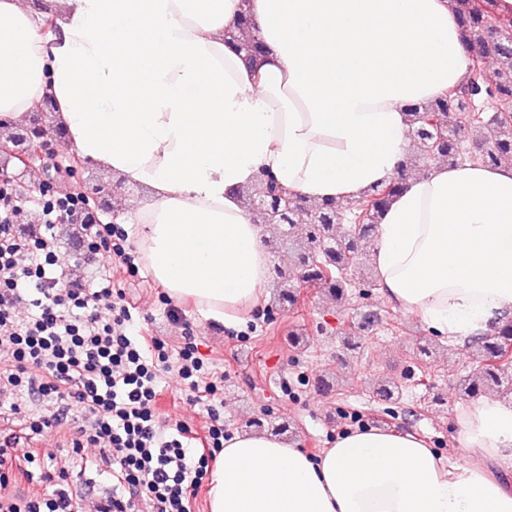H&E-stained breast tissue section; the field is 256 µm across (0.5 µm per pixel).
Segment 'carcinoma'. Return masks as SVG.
Wrapping results in <instances>:
<instances>
[{
  "mask_svg": "<svg viewBox=\"0 0 512 512\" xmlns=\"http://www.w3.org/2000/svg\"><path fill=\"white\" fill-rule=\"evenodd\" d=\"M472 50V65L494 60L497 68L486 73L487 79L471 76L438 99L418 105L408 113L411 126V149L397 179L376 187L358 199L333 205H310L304 199L288 202L286 223L273 224L274 249L293 255L300 284L327 294L338 304L348 301L349 289L376 286L373 264L360 242L375 232L383 210L404 188L407 172L417 163L424 167L442 163L472 161L495 162L512 156V15L502 16L495 10V0H454ZM468 129L483 151L469 157L460 132ZM266 197L278 205L273 186L262 175L241 194L244 207L254 215L256 224H272L273 217L256 207V200ZM349 229L341 233L340 225ZM279 299L297 305L301 292L288 285L286 271ZM486 363L474 377L463 380L464 393L472 394L478 382L490 381L512 391L505 379V369L493 362L512 350V318L505 316L495 323L494 334L481 337Z\"/></svg>",
  "mask_w": 512,
  "mask_h": 512,
  "instance_id": "obj_1",
  "label": "carcinoma"
}]
</instances>
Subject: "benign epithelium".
<instances>
[{"label": "benign epithelium", "instance_id": "benign-epithelium-1", "mask_svg": "<svg viewBox=\"0 0 512 512\" xmlns=\"http://www.w3.org/2000/svg\"><path fill=\"white\" fill-rule=\"evenodd\" d=\"M51 98L46 97L27 113L24 121L9 127L0 134V178L17 184L18 180L29 178L30 188L55 195H68L76 190L61 184L60 177L42 178L36 172L35 162L44 159L52 149L56 136L61 134L58 127L48 121V113L54 111ZM83 197H92L94 205L84 204L72 214L68 224H100L101 215L111 211L109 197L111 189L96 186L87 192L76 191Z\"/></svg>", "mask_w": 512, "mask_h": 512}]
</instances>
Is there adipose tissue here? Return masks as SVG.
Returning <instances> with one entry per match:
<instances>
[{
    "instance_id": "1",
    "label": "adipose tissue",
    "mask_w": 512,
    "mask_h": 512,
    "mask_svg": "<svg viewBox=\"0 0 512 512\" xmlns=\"http://www.w3.org/2000/svg\"><path fill=\"white\" fill-rule=\"evenodd\" d=\"M244 14L263 46L254 65L224 40ZM471 66L451 0H0V119L52 97L64 150L150 190L125 230L167 297L233 330L273 275L239 189L262 169L313 204L389 183L411 105ZM369 248L404 314L451 340L484 330L512 312V162L408 178ZM455 420L453 465L408 431L367 426L314 457L235 434L209 512H512V402Z\"/></svg>"
}]
</instances>
